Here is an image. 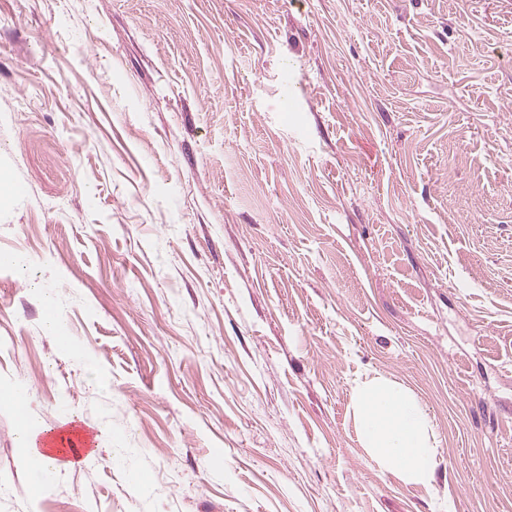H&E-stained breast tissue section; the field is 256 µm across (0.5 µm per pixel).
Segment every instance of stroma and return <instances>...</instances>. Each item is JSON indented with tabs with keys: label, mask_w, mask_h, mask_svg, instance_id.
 <instances>
[{
	"label": "stroma",
	"mask_w": 512,
	"mask_h": 512,
	"mask_svg": "<svg viewBox=\"0 0 512 512\" xmlns=\"http://www.w3.org/2000/svg\"><path fill=\"white\" fill-rule=\"evenodd\" d=\"M0 174V385L98 437L33 497L0 406V512H512L507 0H0ZM355 414L361 445L381 465L415 483L432 482L433 433L427 415L411 395L374 378L358 389Z\"/></svg>",
	"instance_id": "stroma-1"
}]
</instances>
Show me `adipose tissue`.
Wrapping results in <instances>:
<instances>
[{
  "label": "adipose tissue",
  "mask_w": 512,
  "mask_h": 512,
  "mask_svg": "<svg viewBox=\"0 0 512 512\" xmlns=\"http://www.w3.org/2000/svg\"><path fill=\"white\" fill-rule=\"evenodd\" d=\"M359 441L386 469L429 484L434 478V438L427 415L415 399L388 381L375 378L356 395ZM38 424L31 414L19 419L18 439L31 459V488L40 491L59 470L51 449L35 444Z\"/></svg>",
  "instance_id": "ef3b65f1"
}]
</instances>
